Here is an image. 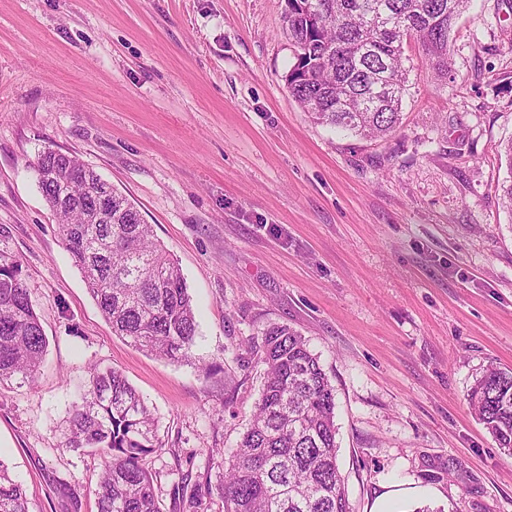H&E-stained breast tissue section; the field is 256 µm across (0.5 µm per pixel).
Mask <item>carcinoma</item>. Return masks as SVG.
Segmentation results:
<instances>
[{"label": "carcinoma", "instance_id": "obj_1", "mask_svg": "<svg viewBox=\"0 0 512 512\" xmlns=\"http://www.w3.org/2000/svg\"><path fill=\"white\" fill-rule=\"evenodd\" d=\"M468 0H285L296 63L288 93L317 125L383 139L401 124L409 87L405 46L421 47L441 81L452 79L449 39ZM66 250L112 333L160 358L188 357L197 322L179 265L136 206L76 156L50 146L34 163ZM266 380L224 481L195 484L188 507L217 496L224 512H353L337 463L335 388L307 341L287 326L262 333ZM47 339L19 274L0 254V384L35 382ZM72 410L66 446L102 460L98 512H159L143 456L155 419L114 369L93 367ZM477 419L512 456V370L491 365L468 395ZM56 493L78 510V494ZM0 512H29L25 491L0 461Z\"/></svg>", "mask_w": 512, "mask_h": 512}]
</instances>
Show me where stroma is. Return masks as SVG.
I'll return each instance as SVG.
<instances>
[{
	"label": "stroma",
	"instance_id": "obj_1",
	"mask_svg": "<svg viewBox=\"0 0 512 512\" xmlns=\"http://www.w3.org/2000/svg\"><path fill=\"white\" fill-rule=\"evenodd\" d=\"M284 0H0V253L19 262L48 347L34 385H0V461L29 512H97L100 459L66 447L91 366L157 419L143 467L160 512L224 476L265 382L268 326L300 333L336 391L354 512H512V457L467 393L512 368V16L472 0L454 80L410 74L384 140L311 123L284 76ZM79 157L134 201L181 268L187 358L112 333L57 234L33 164Z\"/></svg>",
	"mask_w": 512,
	"mask_h": 512
}]
</instances>
